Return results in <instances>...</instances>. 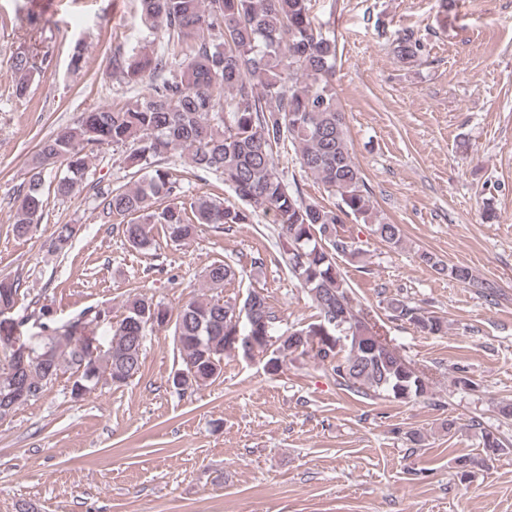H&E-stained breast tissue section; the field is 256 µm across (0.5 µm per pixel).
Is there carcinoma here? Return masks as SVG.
I'll use <instances>...</instances> for the list:
<instances>
[{
	"label": "carcinoma",
	"mask_w": 512,
	"mask_h": 512,
	"mask_svg": "<svg viewBox=\"0 0 512 512\" xmlns=\"http://www.w3.org/2000/svg\"><path fill=\"white\" fill-rule=\"evenodd\" d=\"M311 0H138L141 20L166 40L158 51L153 42L112 54L114 74L126 85L150 78L148 94L132 104L99 107L82 113L72 126L42 139L29 162L28 179L20 190L13 217V233L27 236L44 212L43 186L67 198L86 183L89 155L107 145L125 153V160L141 177L117 187L94 190L97 217L122 226L126 242L135 250L155 247L154 226L162 227L173 243L192 238L198 226L210 224L230 231L252 223L253 215L270 213L281 227L287 246L281 254L289 272L305 290L316 319L276 333L277 315L267 297L250 291L242 304H232L217 290L236 278L237 270L223 260L204 271L210 294H201L172 310L144 296L126 302L124 317L110 326L107 347L94 361L84 359V347L97 340L99 312L89 310L59 327L42 324L46 334L21 345L35 361L17 367L13 347L0 342V419L16 412L10 374L28 381L31 400L45 392L52 359L80 374L90 392L105 383L120 388L137 377L143 348L135 338L155 326H171L180 357L172 375L178 393L212 384L224 369V343L234 328L252 336L259 350H269L264 367L272 375L291 356H309L331 367L345 389L366 397L406 401L428 393L425 373L411 366L391 347L376 346V323L354 305L352 290L336 264V257L359 255L356 242L338 234L336 225L348 217L372 226L384 243L398 247L399 225L378 215L372 192L353 162L332 76L336 38L315 26ZM426 50L423 39L405 33L394 52L410 62ZM49 51L37 44L16 50L10 68L15 74L13 94L24 97L29 82L46 62ZM287 142L300 167L315 175L337 198L332 207L308 202L291 190L275 163L273 148ZM180 151L183 166L219 176L245 203L227 205L217 194L186 198L183 183L160 161ZM74 228L55 231L54 251H64ZM419 259L439 274L461 283L474 281L464 265L446 266L430 253ZM18 284L0 279V306L14 305ZM390 318L421 333L447 331L441 317L400 298L387 300ZM344 334L345 343L329 342ZM483 451L499 455L509 443L486 427L479 428Z\"/></svg>",
	"instance_id": "1"
}]
</instances>
